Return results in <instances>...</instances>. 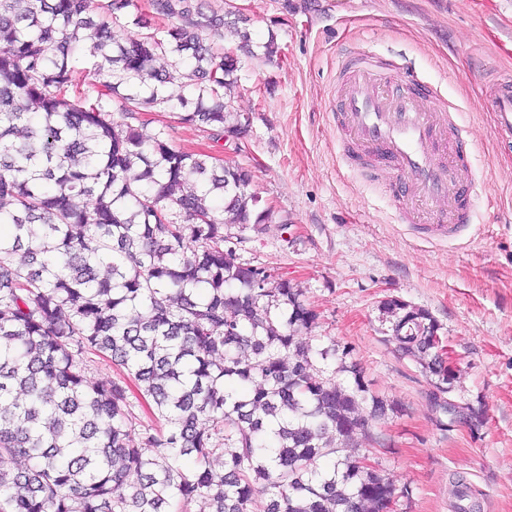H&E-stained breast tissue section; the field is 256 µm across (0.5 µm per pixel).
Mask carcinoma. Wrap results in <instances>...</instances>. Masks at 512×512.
Returning <instances> with one entry per match:
<instances>
[{
    "instance_id": "cac0c4a2",
    "label": "carcinoma",
    "mask_w": 512,
    "mask_h": 512,
    "mask_svg": "<svg viewBox=\"0 0 512 512\" xmlns=\"http://www.w3.org/2000/svg\"><path fill=\"white\" fill-rule=\"evenodd\" d=\"M130 16L167 27L123 43L113 25ZM84 39L94 99L71 83ZM244 56L231 5L0 0V512H253L259 496L263 512H391L395 485L351 448L394 406H363L352 366L347 383L320 374L314 356L337 349L297 336L316 320L301 289L252 287L224 247L227 225L276 223L251 171L144 132L166 107L216 141L245 136L229 99ZM381 310L447 391L434 317L397 298ZM98 359L119 376L88 381ZM144 406L154 423L138 424Z\"/></svg>"
}]
</instances>
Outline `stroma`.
<instances>
[{"label":"stroma","mask_w":512,"mask_h":512,"mask_svg":"<svg viewBox=\"0 0 512 512\" xmlns=\"http://www.w3.org/2000/svg\"><path fill=\"white\" fill-rule=\"evenodd\" d=\"M250 19L254 45L275 37L280 58L246 61L233 106L250 114L237 144L214 141L166 110L145 129L171 145L248 167L251 189L279 223L228 226L241 263L290 280L318 318L300 337L361 371L368 395L394 404L370 421V459L397 488L394 512H455L465 479L481 512H512V148L480 106V76L512 72V0H230ZM403 64L457 109L473 140L475 229L429 240L404 221L401 202L343 160L346 133L332 107L342 48ZM396 297L428 310L458 366L441 392L435 376L389 342L380 305ZM479 422H452L443 400Z\"/></svg>","instance_id":"obj_1"}]
</instances>
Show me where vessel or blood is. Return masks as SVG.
Returning a JSON list of instances; mask_svg holds the SVG:
<instances>
[{"mask_svg": "<svg viewBox=\"0 0 512 512\" xmlns=\"http://www.w3.org/2000/svg\"><path fill=\"white\" fill-rule=\"evenodd\" d=\"M334 110L347 133L348 164L373 159L372 174L398 198H420L422 230L452 239L472 223L475 184L465 159L473 141L459 136L455 107L408 70L374 54L344 50ZM486 100L501 136L512 139V78L489 83Z\"/></svg>", "mask_w": 512, "mask_h": 512, "instance_id": "1", "label": "vessel or blood"}]
</instances>
